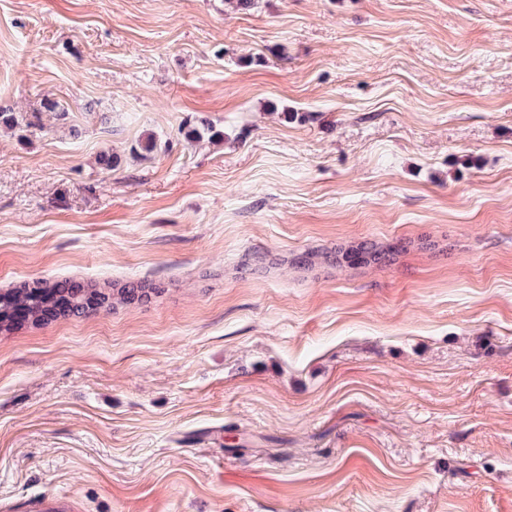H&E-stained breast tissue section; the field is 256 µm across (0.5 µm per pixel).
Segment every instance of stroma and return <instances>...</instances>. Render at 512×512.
I'll return each instance as SVG.
<instances>
[{"label":"stroma","instance_id":"1","mask_svg":"<svg viewBox=\"0 0 512 512\" xmlns=\"http://www.w3.org/2000/svg\"><path fill=\"white\" fill-rule=\"evenodd\" d=\"M0 109V288H160L0 335V512H512V0H0ZM407 249L405 243H396L388 246H378L374 243L361 242L351 252L342 254L341 258L358 266H382L393 263L396 257Z\"/></svg>","mask_w":512,"mask_h":512}]
</instances>
